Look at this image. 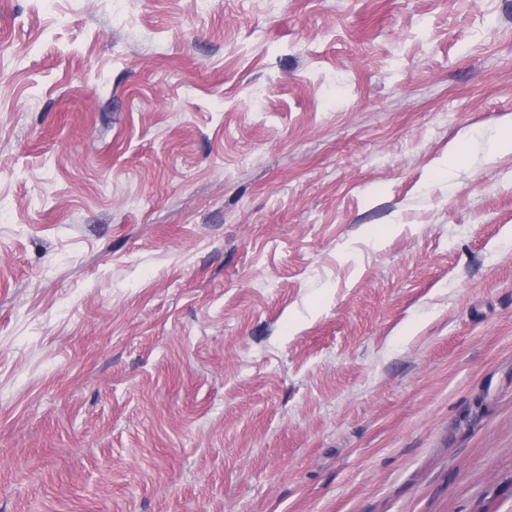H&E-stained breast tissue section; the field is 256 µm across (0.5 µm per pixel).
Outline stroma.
<instances>
[{
	"instance_id": "obj_1",
	"label": "stroma",
	"mask_w": 512,
	"mask_h": 512,
	"mask_svg": "<svg viewBox=\"0 0 512 512\" xmlns=\"http://www.w3.org/2000/svg\"><path fill=\"white\" fill-rule=\"evenodd\" d=\"M507 115L512 0H0V512H512Z\"/></svg>"
}]
</instances>
